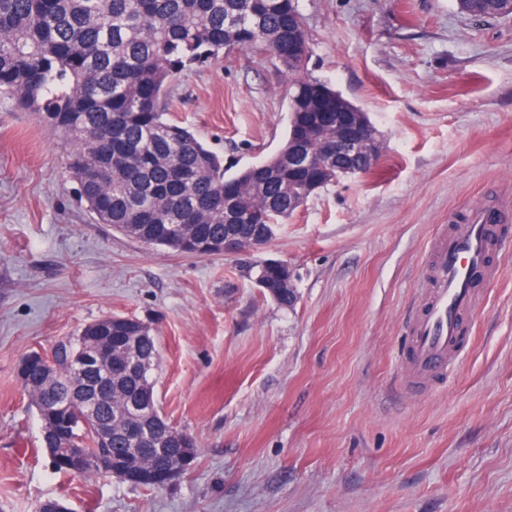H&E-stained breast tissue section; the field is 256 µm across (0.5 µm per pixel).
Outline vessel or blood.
<instances>
[{"instance_id":"vessel-or-blood-1","label":"vessel or blood","mask_w":512,"mask_h":512,"mask_svg":"<svg viewBox=\"0 0 512 512\" xmlns=\"http://www.w3.org/2000/svg\"><path fill=\"white\" fill-rule=\"evenodd\" d=\"M497 213L479 210L469 223L437 232L433 258L421 289L425 305L406 338L404 368L417 387L444 382L464 344V324L474 309L476 280L493 281L496 268L489 254L497 246L493 226Z\"/></svg>"}]
</instances>
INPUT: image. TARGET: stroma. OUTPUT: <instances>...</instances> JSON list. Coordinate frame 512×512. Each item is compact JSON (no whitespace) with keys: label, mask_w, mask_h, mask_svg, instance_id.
I'll return each mask as SVG.
<instances>
[{"label":"stroma","mask_w":512,"mask_h":512,"mask_svg":"<svg viewBox=\"0 0 512 512\" xmlns=\"http://www.w3.org/2000/svg\"><path fill=\"white\" fill-rule=\"evenodd\" d=\"M300 9L307 77L367 112L382 159L245 256L95 223L58 136L0 103V512H512V221L447 382L413 389L397 364L437 229L512 210V16L457 0ZM289 84L268 52L235 49L176 78L172 115L233 174L284 142ZM268 258L287 263L293 307L257 287L249 268ZM112 315L154 328L159 408L198 444L160 489L53 473L17 377L24 355ZM512 2V0H510ZM507 0H458L462 13L476 18H497L512 15Z\"/></svg>","instance_id":"35a3bbf8"}]
</instances>
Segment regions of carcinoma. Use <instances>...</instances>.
I'll return each instance as SVG.
<instances>
[{"mask_svg":"<svg viewBox=\"0 0 512 512\" xmlns=\"http://www.w3.org/2000/svg\"><path fill=\"white\" fill-rule=\"evenodd\" d=\"M299 0H0V102L36 112L66 146V164L97 224L147 246L207 256L202 244L234 238L251 247L262 231L280 225L306 200L292 195L288 145L228 176L224 159L189 128L169 119L170 87L187 68L230 49L261 48L275 54L288 42V6ZM509 0H458L476 18L512 15ZM291 71L288 136L295 138L312 113L303 111L304 68ZM255 277L279 289L273 301L295 300L281 287L279 270L258 264ZM105 348L99 375H72L68 362L83 350V336L56 350L51 376L33 375L24 386L31 404L52 427L55 410L84 387H100L97 422L69 427L66 437L43 441L61 452L78 446L97 458L112 456L128 472L162 470L178 456L197 455L165 442L172 426L160 411L131 410L128 403L155 395L154 371L115 374L105 384L108 359L154 360L158 346L140 319H100ZM155 427L154 447L138 453L126 426Z\"/></svg>","mask_w":512,"mask_h":512,"instance_id":"carcinoma-1","label":"carcinoma"}]
</instances>
